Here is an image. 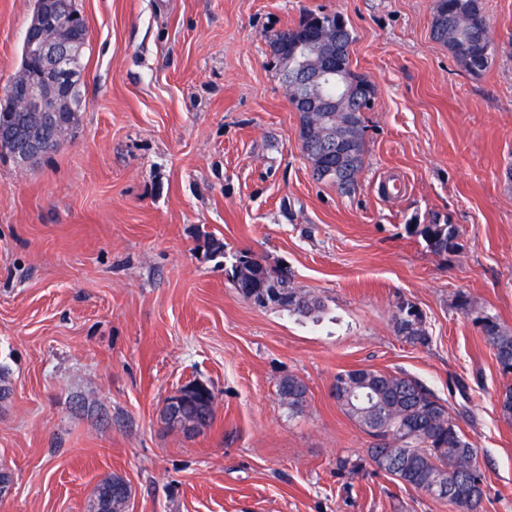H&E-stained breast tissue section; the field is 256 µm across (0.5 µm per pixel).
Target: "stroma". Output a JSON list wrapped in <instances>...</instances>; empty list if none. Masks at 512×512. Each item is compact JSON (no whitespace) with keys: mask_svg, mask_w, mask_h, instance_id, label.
Masks as SVG:
<instances>
[{"mask_svg":"<svg viewBox=\"0 0 512 512\" xmlns=\"http://www.w3.org/2000/svg\"><path fill=\"white\" fill-rule=\"evenodd\" d=\"M75 3L78 126L31 166L0 156V512H86L114 473L129 512H454L365 466L372 439L333 395L360 367L426 384L478 450L480 512H512L504 378L474 323L512 329V0H482L495 56L478 75L432 38V0ZM34 7L0 0V100ZM309 11L345 18L374 89L346 193L313 178L269 47ZM435 217L456 251L414 234ZM243 250L287 265L324 320L243 299ZM404 302L427 344L398 336ZM289 374L308 386L297 415L277 396ZM191 382L215 413L189 431L161 410ZM414 232L420 235L425 242L426 249L435 255H444L453 252L457 246L460 230L455 224L448 221L441 222L433 218L429 224L414 225Z\"/></svg>","mask_w":512,"mask_h":512,"instance_id":"35a3bbf8","label":"stroma"}]
</instances>
